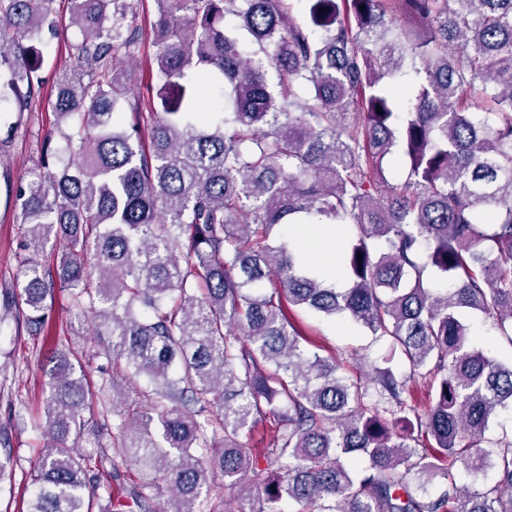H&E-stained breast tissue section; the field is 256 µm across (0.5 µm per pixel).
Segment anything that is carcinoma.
<instances>
[{
  "instance_id": "1",
  "label": "carcinoma",
  "mask_w": 512,
  "mask_h": 512,
  "mask_svg": "<svg viewBox=\"0 0 512 512\" xmlns=\"http://www.w3.org/2000/svg\"><path fill=\"white\" fill-rule=\"evenodd\" d=\"M53 2L0 0V115L41 93ZM69 2L77 69L53 104L67 158L15 190L32 244L58 252L19 298L36 334L57 290L93 314L110 371L91 391L54 351L27 512H198L217 474L212 512H512V439L485 445L512 365L469 324L512 345V0H155L145 94L122 69L142 48L133 0ZM288 224L357 229L336 238L349 287ZM293 308L349 318L390 354L350 380L302 345ZM269 419L255 455L242 438ZM108 462L127 487L104 498ZM473 331L475 342L491 356L504 364L512 363V346L498 336L489 321H485L481 317L474 318Z\"/></svg>"
}]
</instances>
